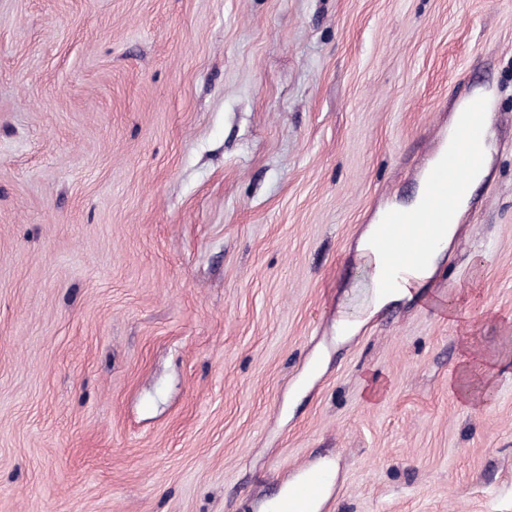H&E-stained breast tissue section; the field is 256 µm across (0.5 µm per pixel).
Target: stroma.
<instances>
[{"mask_svg":"<svg viewBox=\"0 0 512 512\" xmlns=\"http://www.w3.org/2000/svg\"><path fill=\"white\" fill-rule=\"evenodd\" d=\"M479 91L457 240L337 343ZM320 462L329 512H512V0H0V512H261ZM498 363L497 358L484 352L468 339L464 340L461 357L460 377L458 389L465 400L471 403L478 401L476 395L468 387V380L473 374L487 373L490 366Z\"/></svg>","mask_w":512,"mask_h":512,"instance_id":"1","label":"stroma"}]
</instances>
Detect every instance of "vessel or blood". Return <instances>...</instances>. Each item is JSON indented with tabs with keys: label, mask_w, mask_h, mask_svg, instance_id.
I'll return each instance as SVG.
<instances>
[{
	"label": "vessel or blood",
	"mask_w": 512,
	"mask_h": 512,
	"mask_svg": "<svg viewBox=\"0 0 512 512\" xmlns=\"http://www.w3.org/2000/svg\"><path fill=\"white\" fill-rule=\"evenodd\" d=\"M484 99H471L462 109L454 136L421 175L423 187L417 211H383L375 229L374 247L385 265L378 292L396 287L409 272L426 265L441 245L458 204L471 191V178L483 164ZM336 472L328 465L303 467L273 512H325L327 490L335 488Z\"/></svg>",
	"instance_id": "vessel-or-blood-1"
}]
</instances>
